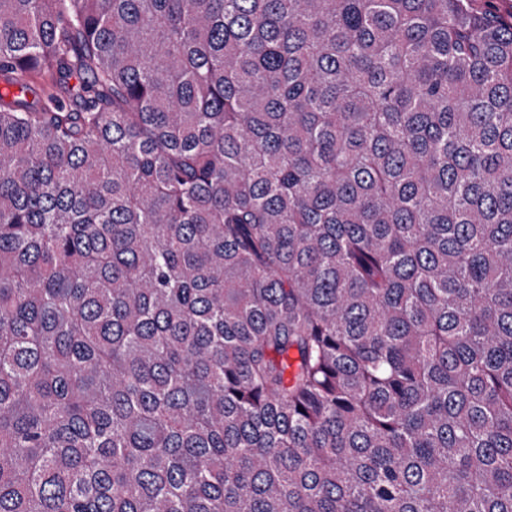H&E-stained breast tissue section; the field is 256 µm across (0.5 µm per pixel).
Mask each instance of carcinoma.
<instances>
[{"instance_id":"1","label":"carcinoma","mask_w":512,"mask_h":512,"mask_svg":"<svg viewBox=\"0 0 512 512\" xmlns=\"http://www.w3.org/2000/svg\"><path fill=\"white\" fill-rule=\"evenodd\" d=\"M0 0V512H512V19Z\"/></svg>"}]
</instances>
